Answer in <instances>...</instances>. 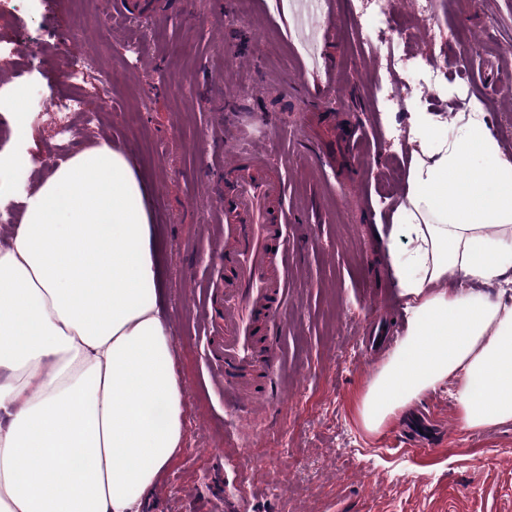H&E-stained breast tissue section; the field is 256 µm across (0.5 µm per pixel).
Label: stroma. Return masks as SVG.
I'll return each mask as SVG.
<instances>
[{
  "label": "stroma",
  "mask_w": 512,
  "mask_h": 512,
  "mask_svg": "<svg viewBox=\"0 0 512 512\" xmlns=\"http://www.w3.org/2000/svg\"><path fill=\"white\" fill-rule=\"evenodd\" d=\"M298 0H0V97L17 84L51 94L67 70L98 58L112 100L71 121L76 148L130 147L150 186L161 286L157 302L174 340L184 388L180 453L143 498L142 512H512V423L462 431L452 382L362 430L357 402L387 357L375 331L405 330L389 274L391 200L407 176L405 142L388 137L413 112L449 128L482 114L493 148L512 127V0H463L436 27L393 0L387 33L403 55L427 56L448 80L389 74L385 51L358 33L365 0H333L315 33L297 23ZM391 80L407 109L387 112L375 85ZM20 139L0 112V154L26 153L32 187L53 166L55 121L29 118ZM362 127L363 160L343 145ZM264 149L288 185V306L281 337L288 387L259 425L224 407L211 371L204 307L224 281V148ZM446 424L422 436L404 427L422 408ZM247 435L244 448L233 433ZM252 460L235 467L239 453Z\"/></svg>",
  "instance_id": "1"
}]
</instances>
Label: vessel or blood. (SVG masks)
Here are the masks:
<instances>
[{"label": "vessel or blood", "instance_id": "b4317fda", "mask_svg": "<svg viewBox=\"0 0 512 512\" xmlns=\"http://www.w3.org/2000/svg\"><path fill=\"white\" fill-rule=\"evenodd\" d=\"M269 159L244 145L225 155L232 173L224 195V303L210 356L224 398L244 416L272 410L282 391L280 317L288 302L287 187L268 175ZM260 368L264 383L244 375Z\"/></svg>", "mask_w": 512, "mask_h": 512}]
</instances>
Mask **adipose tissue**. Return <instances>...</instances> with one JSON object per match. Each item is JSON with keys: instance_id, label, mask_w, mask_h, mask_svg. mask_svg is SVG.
Listing matches in <instances>:
<instances>
[{"instance_id": "ef3b65f1", "label": "adipose tissue", "mask_w": 512, "mask_h": 512, "mask_svg": "<svg viewBox=\"0 0 512 512\" xmlns=\"http://www.w3.org/2000/svg\"><path fill=\"white\" fill-rule=\"evenodd\" d=\"M411 162L391 215L406 333L359 404L377 433L452 382L464 431L512 423V159L488 125L409 118ZM147 188L129 148L71 154L21 193L0 249V512H140L183 444V390Z\"/></svg>"}]
</instances>
